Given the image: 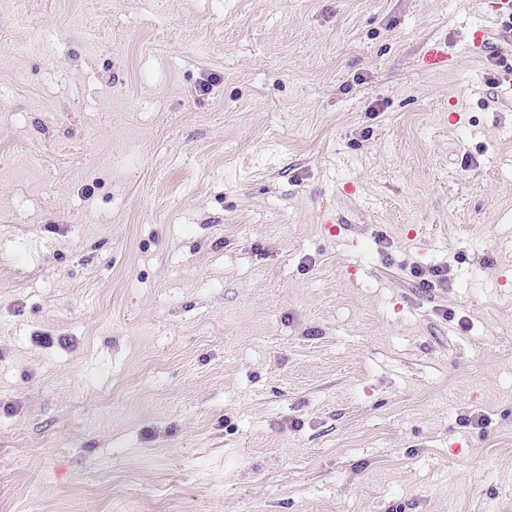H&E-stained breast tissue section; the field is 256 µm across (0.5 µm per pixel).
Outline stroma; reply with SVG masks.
I'll list each match as a JSON object with an SVG mask.
<instances>
[{
  "label": "stroma",
  "mask_w": 512,
  "mask_h": 512,
  "mask_svg": "<svg viewBox=\"0 0 512 512\" xmlns=\"http://www.w3.org/2000/svg\"><path fill=\"white\" fill-rule=\"evenodd\" d=\"M484 2L0 0V512H512Z\"/></svg>",
  "instance_id": "1"
}]
</instances>
